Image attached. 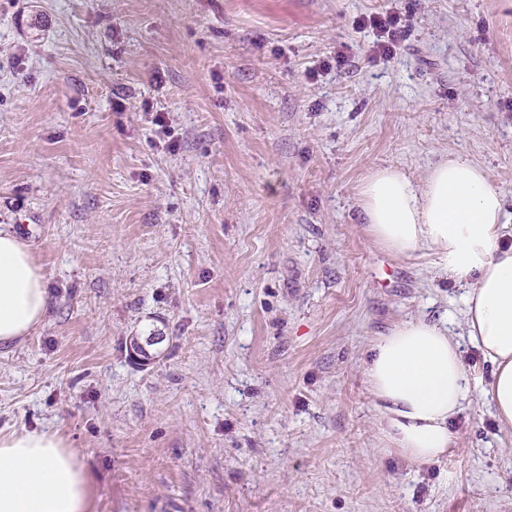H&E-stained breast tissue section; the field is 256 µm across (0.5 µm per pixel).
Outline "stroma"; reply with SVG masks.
<instances>
[{
	"label": "stroma",
	"instance_id": "35a3bbf8",
	"mask_svg": "<svg viewBox=\"0 0 512 512\" xmlns=\"http://www.w3.org/2000/svg\"><path fill=\"white\" fill-rule=\"evenodd\" d=\"M393 10L372 59L356 22ZM456 156L512 214V0H0V229L49 295L0 347V433L67 440L91 512H512L486 401L414 462L363 376L424 318L491 378L464 287L375 248L357 203ZM363 28H370L376 37L372 51L375 57L379 54L390 56L396 50L403 34L408 28L409 19L397 11L385 15L373 14L359 20Z\"/></svg>",
	"mask_w": 512,
	"mask_h": 512
}]
</instances>
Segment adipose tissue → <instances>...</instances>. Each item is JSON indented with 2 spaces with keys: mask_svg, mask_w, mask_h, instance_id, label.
<instances>
[{
  "mask_svg": "<svg viewBox=\"0 0 512 512\" xmlns=\"http://www.w3.org/2000/svg\"><path fill=\"white\" fill-rule=\"evenodd\" d=\"M362 222L373 243L394 256L430 250L449 281L468 285L464 324L493 366L479 395L512 429V244L505 205L484 169L455 157L421 183L393 168L375 169L359 189ZM49 298L28 246L0 230V345L27 336ZM363 373L386 439L417 462L455 444L450 423L471 392L458 343L424 319L395 324L375 341ZM92 478L75 449L49 431L0 435V512H91Z\"/></svg>",
  "mask_w": 512,
  "mask_h": 512,
  "instance_id": "obj_1",
  "label": "adipose tissue"
}]
</instances>
